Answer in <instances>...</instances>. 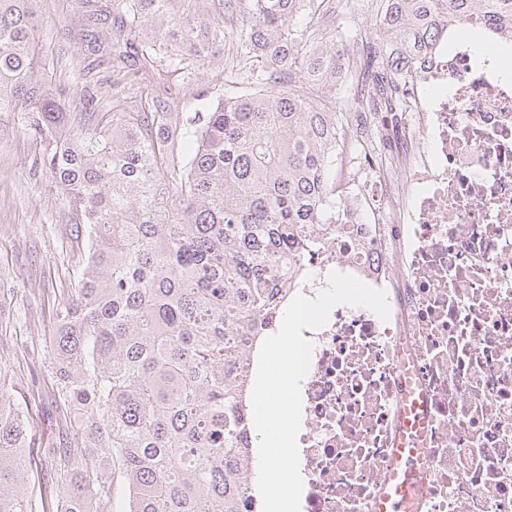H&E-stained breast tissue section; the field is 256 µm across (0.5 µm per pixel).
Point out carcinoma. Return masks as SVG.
Instances as JSON below:
<instances>
[{
  "instance_id": "carcinoma-1",
  "label": "carcinoma",
  "mask_w": 512,
  "mask_h": 512,
  "mask_svg": "<svg viewBox=\"0 0 512 512\" xmlns=\"http://www.w3.org/2000/svg\"><path fill=\"white\" fill-rule=\"evenodd\" d=\"M40 2L0 0V113L39 141L37 164L87 239L77 288L52 311L51 382L73 434L42 449L55 468L33 496L24 409L0 388V512H112L117 476L125 512H250L247 357L288 303L313 225L336 217L346 117L392 107L404 73L457 26L512 40V0H375L356 96L319 104L298 85L336 90L342 34L305 21L315 0H225L237 27L224 99L191 115L169 91L121 112L83 68L56 82L39 68ZM79 4L80 28L62 35L114 85L140 79L135 46L188 78L225 38L171 0Z\"/></svg>"
}]
</instances>
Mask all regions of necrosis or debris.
I'll list each match as a JSON object with an SVG mask.
<instances>
[{"label":"necrosis or debris","mask_w":512,"mask_h":512,"mask_svg":"<svg viewBox=\"0 0 512 512\" xmlns=\"http://www.w3.org/2000/svg\"><path fill=\"white\" fill-rule=\"evenodd\" d=\"M403 84L338 155L336 219L299 260V293L337 271L390 306L302 332L301 512H377L404 448L406 512H512V57L440 46Z\"/></svg>","instance_id":"4bbe7bcc"}]
</instances>
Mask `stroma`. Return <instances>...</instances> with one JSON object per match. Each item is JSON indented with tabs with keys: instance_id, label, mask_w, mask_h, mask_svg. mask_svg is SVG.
<instances>
[{
	"instance_id": "stroma-1",
	"label": "stroma",
	"mask_w": 512,
	"mask_h": 512,
	"mask_svg": "<svg viewBox=\"0 0 512 512\" xmlns=\"http://www.w3.org/2000/svg\"><path fill=\"white\" fill-rule=\"evenodd\" d=\"M39 54L57 59L61 70L81 61L78 45H61L59 33L76 26L81 13L77 0H44ZM371 19V0H345L329 13V27L344 41L361 46ZM223 54L194 79L178 73L154 75L152 82L119 84L115 99L121 110L135 112L150 98L155 83L180 90L184 111L202 109L224 93ZM35 140L20 131L14 117H0V387L27 406L26 423L33 438L26 451L29 483L38 486L52 468L41 449L59 443L66 432L56 411L50 385L54 331L50 312L73 287L82 240L67 221L68 204L48 173L36 169Z\"/></svg>"
}]
</instances>
